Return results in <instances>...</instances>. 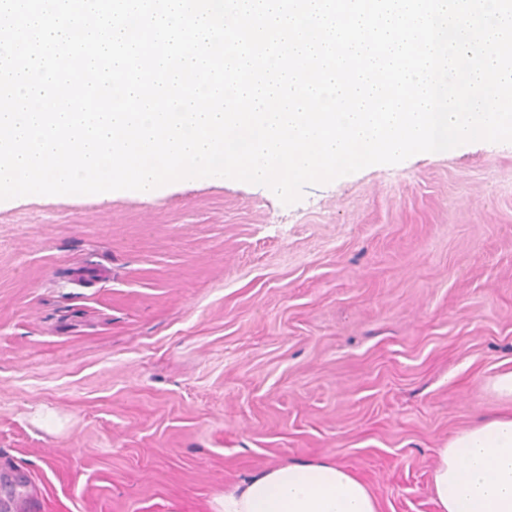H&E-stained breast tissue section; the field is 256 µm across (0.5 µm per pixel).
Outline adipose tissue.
<instances>
[{"label": "adipose tissue", "mask_w": 512, "mask_h": 512, "mask_svg": "<svg viewBox=\"0 0 512 512\" xmlns=\"http://www.w3.org/2000/svg\"><path fill=\"white\" fill-rule=\"evenodd\" d=\"M440 512H512V414L477 423L440 448ZM214 512H378L368 488L333 461L266 468L226 490Z\"/></svg>", "instance_id": "adipose-tissue-1"}]
</instances>
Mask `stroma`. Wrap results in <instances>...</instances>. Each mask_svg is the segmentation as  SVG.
<instances>
[{
	"instance_id": "1",
	"label": "stroma",
	"mask_w": 512,
	"mask_h": 512,
	"mask_svg": "<svg viewBox=\"0 0 512 512\" xmlns=\"http://www.w3.org/2000/svg\"><path fill=\"white\" fill-rule=\"evenodd\" d=\"M512 142L376 164L285 204L234 179L0 202L12 512H211L333 460L438 512L448 437L512 411Z\"/></svg>"
}]
</instances>
